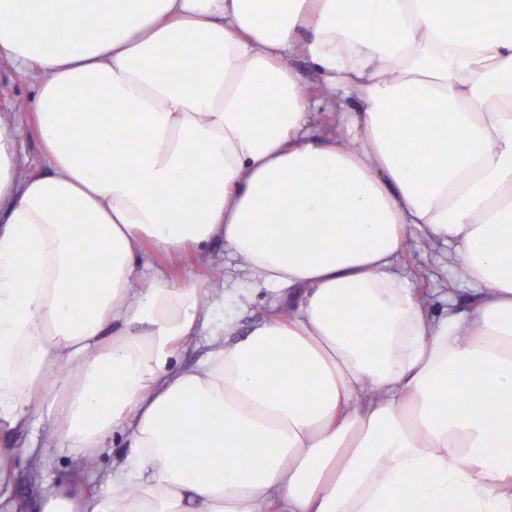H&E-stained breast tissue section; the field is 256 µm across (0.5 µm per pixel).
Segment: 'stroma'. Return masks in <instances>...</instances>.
<instances>
[{
  "mask_svg": "<svg viewBox=\"0 0 512 512\" xmlns=\"http://www.w3.org/2000/svg\"><path fill=\"white\" fill-rule=\"evenodd\" d=\"M37 70L17 71L8 62L0 61V117L7 122L1 129L13 134L18 143L19 165L24 173L41 174L45 167L32 126L33 101L36 94ZM452 247L440 241H430L422 234L411 233L404 252L397 259L398 270L411 288L421 297L424 310L431 315L447 308L465 312L474 305L477 295L454 269ZM179 266H171L170 258L148 253L147 263L139 272L140 287H147L156 270L171 276L191 277L202 288L236 287L248 272L243 262L231 254L223 239L210 242L206 256L186 249ZM122 437L107 439L96 458L93 470H83L76 449L64 447L58 440L51 419H43L31 430L18 434H1L0 448L14 458L15 476L8 498L0 502V512H34L46 485H62L80 478L88 495L108 490L107 475L123 451Z\"/></svg>",
  "mask_w": 512,
  "mask_h": 512,
  "instance_id": "stroma-1",
  "label": "stroma"
}]
</instances>
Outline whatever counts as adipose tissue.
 Listing matches in <instances>:
<instances>
[{
    "label": "adipose tissue",
    "instance_id": "1",
    "mask_svg": "<svg viewBox=\"0 0 512 512\" xmlns=\"http://www.w3.org/2000/svg\"><path fill=\"white\" fill-rule=\"evenodd\" d=\"M1 59L42 73L48 171L0 132V430L126 443L111 492L41 512H512V0H0ZM411 226L470 313L425 318ZM217 237L252 282L138 288L144 244ZM261 287L301 295L170 369ZM295 69L301 74L303 79L309 84L312 89V101L316 103L314 120L312 124V132L315 135H320L326 132L332 133L336 130L337 117L335 111H329L327 109L326 101L321 103V93L319 92L317 85L315 84V78L313 76L309 62L302 58L296 57L293 60ZM210 329L208 327L201 328L197 336H193L188 340L176 355V365L180 367H188L198 363L206 357L211 346Z\"/></svg>",
    "mask_w": 512,
    "mask_h": 512
}]
</instances>
